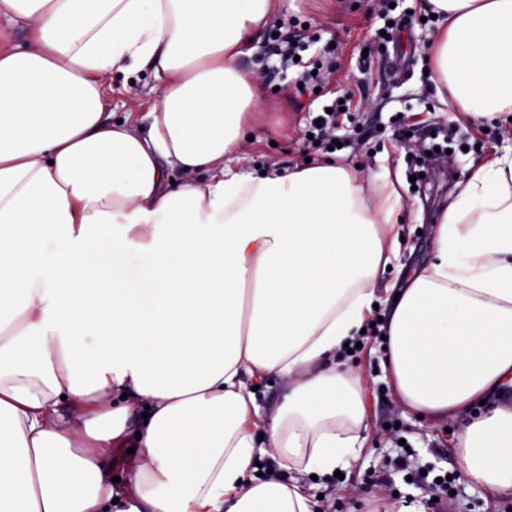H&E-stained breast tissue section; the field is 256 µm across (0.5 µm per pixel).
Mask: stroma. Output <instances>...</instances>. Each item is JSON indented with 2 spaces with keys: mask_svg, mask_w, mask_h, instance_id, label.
Returning <instances> with one entry per match:
<instances>
[{
  "mask_svg": "<svg viewBox=\"0 0 512 512\" xmlns=\"http://www.w3.org/2000/svg\"><path fill=\"white\" fill-rule=\"evenodd\" d=\"M398 20L400 30L388 28ZM307 33L330 47L326 79L306 83L298 67H283L278 39ZM437 21L426 17L422 0H295L293 9L264 25L260 39L239 65L260 77V105L247 116V142L238 167L244 171L284 170L306 158L326 155L306 131L323 104L351 101V115L336 130L344 147L338 161L358 167L365 195L380 201L396 189L403 202L394 229L402 241L380 288H401L405 271L424 266L434 248L441 206L463 180L470 164L512 153V123L452 120L455 105H443L431 75ZM150 70L133 79L113 75L106 114L147 126L157 94ZM437 130L441 151L420 157L416 122ZM422 174L410 182L413 171ZM362 345L341 360L359 376L366 414V440L343 476L311 481L318 512H512L511 491H490L470 482L459 465L453 434L444 423L418 418L401 406L382 370V337L361 334ZM449 475L454 494L432 504L427 480Z\"/></svg>",
  "mask_w": 512,
  "mask_h": 512,
  "instance_id": "obj_1",
  "label": "stroma"
}]
</instances>
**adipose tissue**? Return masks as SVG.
<instances>
[{
	"label": "adipose tissue",
	"mask_w": 512,
	"mask_h": 512,
	"mask_svg": "<svg viewBox=\"0 0 512 512\" xmlns=\"http://www.w3.org/2000/svg\"><path fill=\"white\" fill-rule=\"evenodd\" d=\"M424 6L458 111L512 117V0ZM287 8L0 0L33 32L0 45V512H315L301 474L355 460L360 379L337 355L402 201L330 158L236 169L259 100L236 62ZM144 67L148 129L105 120L107 81ZM384 329L401 401L460 421L465 475L512 490V155L460 183ZM268 378L286 393L265 410L248 382ZM271 450L295 477L249 476Z\"/></svg>",
	"instance_id": "obj_1"
}]
</instances>
